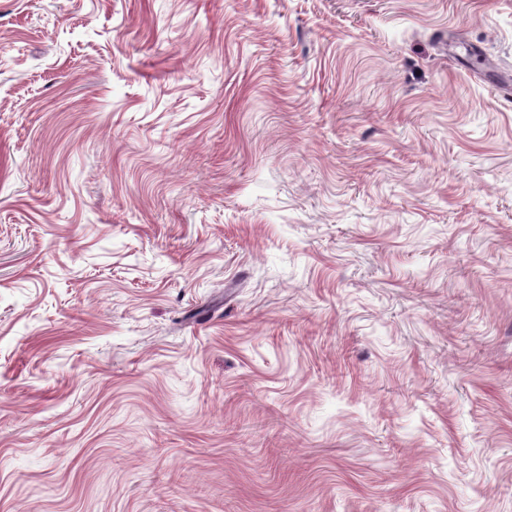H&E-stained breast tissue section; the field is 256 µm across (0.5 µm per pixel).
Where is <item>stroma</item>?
Listing matches in <instances>:
<instances>
[{
  "label": "stroma",
  "instance_id": "stroma-1",
  "mask_svg": "<svg viewBox=\"0 0 512 512\" xmlns=\"http://www.w3.org/2000/svg\"><path fill=\"white\" fill-rule=\"evenodd\" d=\"M512 0H0V512H512Z\"/></svg>",
  "mask_w": 512,
  "mask_h": 512
}]
</instances>
